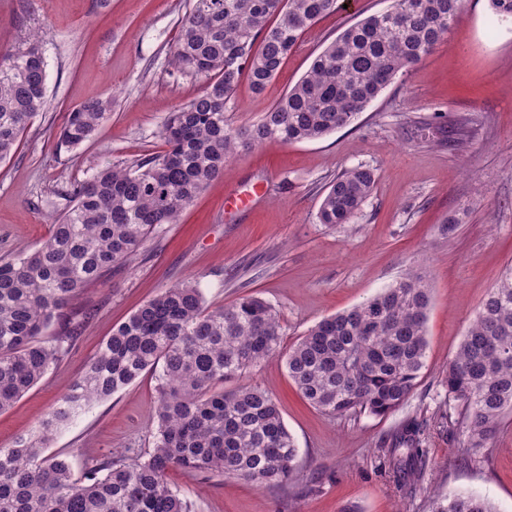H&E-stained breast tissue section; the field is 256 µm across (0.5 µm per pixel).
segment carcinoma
I'll list each match as a JSON object with an SVG mask.
<instances>
[{"mask_svg":"<svg viewBox=\"0 0 512 512\" xmlns=\"http://www.w3.org/2000/svg\"><path fill=\"white\" fill-rule=\"evenodd\" d=\"M465 0H392L336 36L262 118L235 127L226 117L237 87L261 91L338 0H188L172 63L207 79L161 129L167 150L97 169L59 192L69 202L36 249L0 257V413L56 366L78 338L68 308L126 266L147 240L177 222L241 150L327 136L351 124L399 73L419 63L455 24ZM44 31L0 55V162L47 106ZM112 103L70 112L58 147L73 150L107 119ZM376 184L372 169H346L325 188L318 223L350 224ZM431 288L409 269L371 298L311 326L284 356L302 397L332 416L386 415L405 403L426 366ZM58 323L59 334L41 340ZM276 309L255 295L207 304L198 284L167 288L112 330L85 372L61 395L39 434L0 447V512H190L166 473L212 471L261 486L288 484L299 450L275 399L240 380L278 353ZM154 373L158 400L149 458L107 460L75 477L70 461L45 454L53 432L89 403ZM237 382L230 389L224 383ZM463 411L464 452L482 455L512 412V266L490 289L444 377ZM424 429L404 426L393 472L407 483L425 464ZM430 512H497L487 499L450 492Z\"/></svg>","mask_w":512,"mask_h":512,"instance_id":"1","label":"carcinoma"}]
</instances>
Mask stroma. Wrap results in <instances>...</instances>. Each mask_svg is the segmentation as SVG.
I'll list each match as a JSON object with an SVG mask.
<instances>
[{
  "mask_svg": "<svg viewBox=\"0 0 512 512\" xmlns=\"http://www.w3.org/2000/svg\"><path fill=\"white\" fill-rule=\"evenodd\" d=\"M188 0H0V52L46 25L45 112L0 162V256L35 249L63 212L62 186L96 169L161 153L170 112L201 95L203 78L183 74L170 52ZM389 0H352L302 37L262 91L240 84L228 105L234 125L257 122L315 56L356 16ZM112 111L77 150L56 147L69 112L98 98ZM374 170L376 188L354 223L320 224L327 184L345 169ZM423 265L432 288L427 361L397 410L331 416L308 404L285 366L270 360L245 383L268 391L299 449L288 484L260 486L219 472L168 473L191 512H429L434 491L465 492L512 512V413L481 459L462 455L460 409L445 403L449 361L488 291L512 264V21L488 0H466L453 28L400 73L350 125L312 141L268 140L227 161L178 223L148 240L130 265L90 288L72 307L81 329L63 360L0 413V447L36 430L83 374L113 327L164 289L198 282L208 304L244 294L279 313L281 351L323 317L359 304ZM158 393L152 375L86 406L55 433L47 452L76 473L152 448ZM425 428L421 480L395 477L389 448L405 423Z\"/></svg>",
  "mask_w": 512,
  "mask_h": 512,
  "instance_id": "stroma-1",
  "label": "stroma"
}]
</instances>
